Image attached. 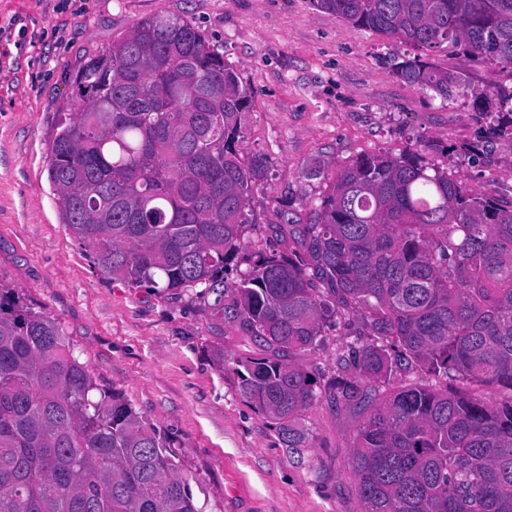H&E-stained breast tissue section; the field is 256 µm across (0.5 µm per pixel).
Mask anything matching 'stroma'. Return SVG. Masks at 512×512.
<instances>
[{
    "instance_id": "stroma-1",
    "label": "stroma",
    "mask_w": 512,
    "mask_h": 512,
    "mask_svg": "<svg viewBox=\"0 0 512 512\" xmlns=\"http://www.w3.org/2000/svg\"><path fill=\"white\" fill-rule=\"evenodd\" d=\"M159 13L184 17L234 69L250 100L242 156L266 161L220 303L112 279L62 223L48 180V145L76 94L74 75ZM0 28V283L56 319L97 383L166 435L198 512H360L349 463L367 407L332 401L327 389L350 377L337 356L365 332L363 319L346 315L315 345L277 351L240 318L237 285L259 256L297 251L289 222L304 223L338 170L364 154L415 147L476 194L512 201V131L494 133L492 106L512 91V69L430 53L467 82L466 95L442 101L397 75L416 49L310 0H0ZM273 357L316 380L294 448L240 392L245 364Z\"/></svg>"
}]
</instances>
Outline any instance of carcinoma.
Wrapping results in <instances>:
<instances>
[{
    "label": "carcinoma",
    "mask_w": 512,
    "mask_h": 512,
    "mask_svg": "<svg viewBox=\"0 0 512 512\" xmlns=\"http://www.w3.org/2000/svg\"><path fill=\"white\" fill-rule=\"evenodd\" d=\"M356 28L422 51L512 68V0H313ZM444 101L466 79L415 56L398 66ZM59 116L48 175L71 232L105 273L131 288L224 298V268L252 223L249 192L266 163L242 162L249 96L186 19L138 21L90 57ZM512 128V94L495 102ZM298 255L260 257L239 284L240 316L269 345L301 350L341 315L376 336L342 343L358 379L331 397L359 399L350 471L361 512H512V397L489 405L457 389L410 384L381 402L360 382L393 363L512 393V202L480 196L409 149L342 167L307 223ZM241 392L278 420L317 399L300 367L249 362ZM170 444L118 393L100 386L61 325L0 286V512H197Z\"/></svg>",
    "instance_id": "cac0c4a2"
}]
</instances>
